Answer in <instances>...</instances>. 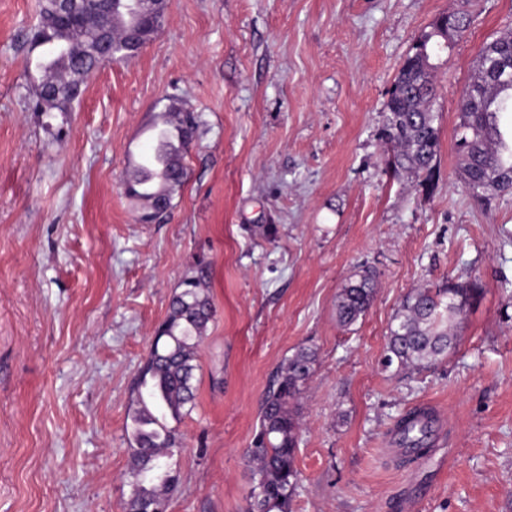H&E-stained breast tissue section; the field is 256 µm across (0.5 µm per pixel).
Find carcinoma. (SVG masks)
<instances>
[{"instance_id": "carcinoma-1", "label": "carcinoma", "mask_w": 512, "mask_h": 512, "mask_svg": "<svg viewBox=\"0 0 512 512\" xmlns=\"http://www.w3.org/2000/svg\"><path fill=\"white\" fill-rule=\"evenodd\" d=\"M166 8L167 0H158V19L140 25L133 41L127 17L115 15L122 24L109 28L114 61L135 57L162 24ZM109 9L110 0H79L68 9L58 0H41L40 24L28 36L32 48L41 49L35 63L43 73L36 108L65 111L82 95L86 74L106 66L94 45ZM441 22L458 33L468 26L464 15L438 17L431 32L403 60L389 91L381 139L391 152L390 168L396 176L424 173L430 179L435 170L440 140L438 115L433 111L438 68L434 57L441 48L435 30ZM492 65H505L512 73L511 31L482 46L473 80L460 99L468 108L459 110V176L478 201L490 194L512 193V136L501 128L503 116L512 112V81H496L489 73ZM197 127V116L179 112L176 122L151 128L152 140L124 184L128 198L145 202L139 221L153 223L169 210L172 195L186 182L183 158ZM375 283L373 268L361 266L353 271L336 303L339 323L351 326L366 314ZM181 286L139 370L127 413L125 431L134 478L132 512H166V496L176 483L170 459L180 449L178 428L170 421L180 422L185 407L195 405L198 347L215 316L205 270L185 278ZM480 294L474 282L450 280L443 288H424L406 297L390 327L384 365L396 362L420 370L447 356L455 340L449 327L464 319ZM315 362L312 348L298 347L266 388L246 451L251 471L248 512H288L300 479L296 453L303 422L298 400L313 376ZM432 425L433 420L423 412L405 414L400 419L401 443L416 453L425 452Z\"/></svg>"}]
</instances>
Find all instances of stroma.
Masks as SVG:
<instances>
[{"mask_svg":"<svg viewBox=\"0 0 512 512\" xmlns=\"http://www.w3.org/2000/svg\"><path fill=\"white\" fill-rule=\"evenodd\" d=\"M448 42L432 179L393 176L380 138L401 61L440 15ZM38 0H0V512H129L132 389L183 279L216 316L167 512H245L244 459L270 377L316 352L289 512H512V195L459 179L457 104L512 0H168L157 36L68 111L36 112ZM200 115L163 223L124 194L165 98ZM273 233H266V226ZM377 272L351 327L336 298ZM483 294L439 365L384 366L402 299ZM431 406L432 447L397 426ZM376 271L368 266L358 267L343 285L336 303V317L343 326H351L370 308L376 283Z\"/></svg>","mask_w":512,"mask_h":512,"instance_id":"stroma-1","label":"stroma"}]
</instances>
